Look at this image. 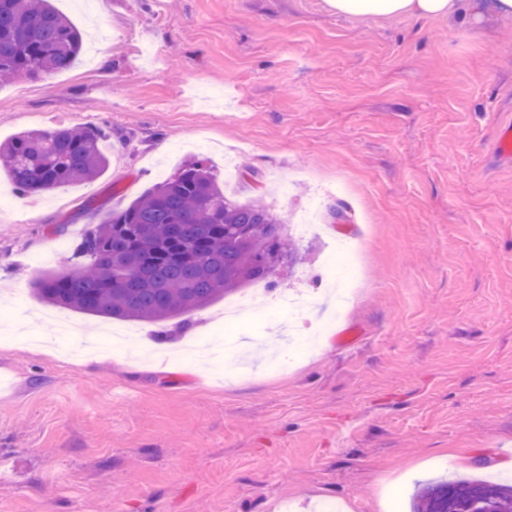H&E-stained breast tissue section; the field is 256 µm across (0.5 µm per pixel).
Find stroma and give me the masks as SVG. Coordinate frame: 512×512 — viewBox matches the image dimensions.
<instances>
[{
	"mask_svg": "<svg viewBox=\"0 0 512 512\" xmlns=\"http://www.w3.org/2000/svg\"><path fill=\"white\" fill-rule=\"evenodd\" d=\"M81 30L74 64L0 85V142L93 126L107 171L45 196L0 175V307L44 343L0 340V512H281L343 502L410 512L423 484L496 474L512 450V18L341 17L325 0H53ZM189 159L263 199L284 234L317 207L276 289L325 294L323 255L348 204L361 277L318 348L266 369L288 336L258 319L240 354L174 358L224 318L216 300L154 360L74 359L32 283L85 230ZM354 340L337 344L336 333Z\"/></svg>",
	"mask_w": 512,
	"mask_h": 512,
	"instance_id": "stroma-1",
	"label": "stroma"
}]
</instances>
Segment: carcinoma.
Instances as JSON below:
<instances>
[{
	"label": "carcinoma",
	"instance_id": "obj_1",
	"mask_svg": "<svg viewBox=\"0 0 512 512\" xmlns=\"http://www.w3.org/2000/svg\"><path fill=\"white\" fill-rule=\"evenodd\" d=\"M82 45L75 24L51 0H0V83L51 76L68 68ZM109 158L93 127L25 130L0 145V171L36 195L92 179ZM283 220L260 199L241 203L224 193L199 160L144 192L88 230L71 271L35 282L44 302L88 316L161 324L182 319L243 285L270 277L296 253ZM512 512V487L485 481L422 488L413 512Z\"/></svg>",
	"mask_w": 512,
	"mask_h": 512
}]
</instances>
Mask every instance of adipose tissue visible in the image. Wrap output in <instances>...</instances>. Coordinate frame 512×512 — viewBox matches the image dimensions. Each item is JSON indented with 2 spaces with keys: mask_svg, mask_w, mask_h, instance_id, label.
Returning a JSON list of instances; mask_svg holds the SVG:
<instances>
[{
  "mask_svg": "<svg viewBox=\"0 0 512 512\" xmlns=\"http://www.w3.org/2000/svg\"><path fill=\"white\" fill-rule=\"evenodd\" d=\"M339 16L383 18H456L467 10L466 0H326Z\"/></svg>",
  "mask_w": 512,
  "mask_h": 512,
  "instance_id": "obj_1",
  "label": "adipose tissue"
}]
</instances>
